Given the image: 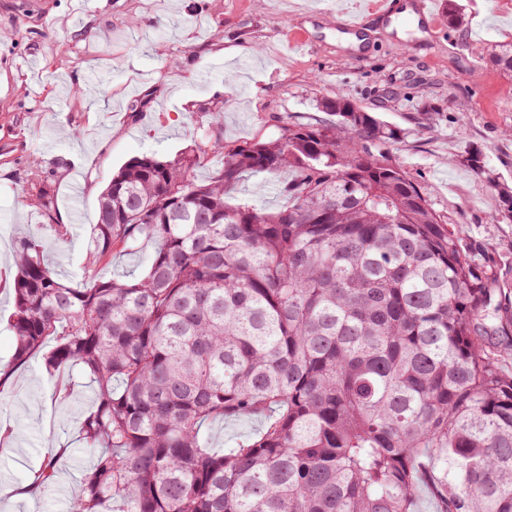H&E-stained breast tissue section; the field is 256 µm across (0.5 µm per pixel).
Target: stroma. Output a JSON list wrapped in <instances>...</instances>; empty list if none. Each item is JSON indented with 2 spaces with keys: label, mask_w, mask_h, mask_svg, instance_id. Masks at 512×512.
Wrapping results in <instances>:
<instances>
[{
  "label": "stroma",
  "mask_w": 512,
  "mask_h": 512,
  "mask_svg": "<svg viewBox=\"0 0 512 512\" xmlns=\"http://www.w3.org/2000/svg\"><path fill=\"white\" fill-rule=\"evenodd\" d=\"M355 0H41L23 11L0 0V366L14 351V250L35 236L67 284L85 274L140 276L152 244L90 266L98 196L131 157L171 159L192 143L225 148L278 138L285 125L329 121L318 101L343 96L396 131L385 145L433 209L495 274L509 328L496 341L512 370V77L478 47L512 42V0H456L464 24L434 4L430 34L389 30L373 17L361 47L343 46L338 10ZM307 35L304 51L288 36ZM224 39L223 55L212 44ZM424 37L425 51L411 42ZM479 155L484 168L469 162ZM39 170L54 196L51 230L29 194ZM66 384L67 394L57 392ZM93 383L81 367L50 376L41 357L0 384V512H68L92 463L78 416ZM260 415L206 422L213 448L253 438ZM51 448L62 449L54 488L16 496Z\"/></svg>",
  "instance_id": "35a3bbf8"
}]
</instances>
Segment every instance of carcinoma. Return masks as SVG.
<instances>
[{
	"instance_id": "cac0c4a2",
	"label": "carcinoma",
	"mask_w": 512,
	"mask_h": 512,
	"mask_svg": "<svg viewBox=\"0 0 512 512\" xmlns=\"http://www.w3.org/2000/svg\"><path fill=\"white\" fill-rule=\"evenodd\" d=\"M491 57L512 76V43ZM325 125L128 159L101 192L90 263L156 245L145 275L48 268L37 237L14 257L12 363L79 365L93 463L69 512H412L420 481L443 512H512V373L489 337L491 274L377 146L392 129L343 97ZM223 167L195 177L208 152ZM245 172L278 177L273 210L227 201ZM53 220L45 182L36 183ZM266 417L211 448L214 418ZM57 455L34 471L39 498Z\"/></svg>"
}]
</instances>
